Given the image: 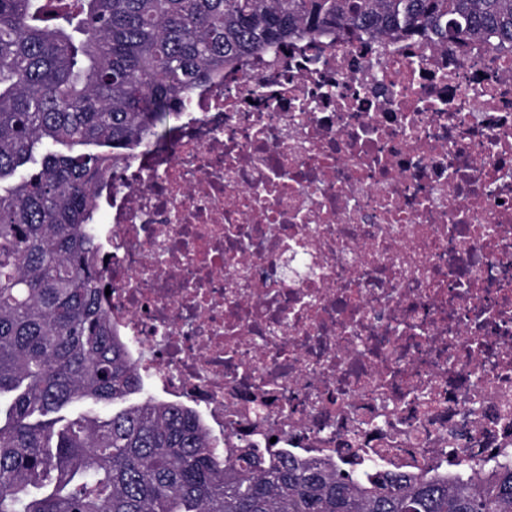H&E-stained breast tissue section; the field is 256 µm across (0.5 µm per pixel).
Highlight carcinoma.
Returning a JSON list of instances; mask_svg holds the SVG:
<instances>
[{
    "instance_id": "carcinoma-1",
    "label": "carcinoma",
    "mask_w": 512,
    "mask_h": 512,
    "mask_svg": "<svg viewBox=\"0 0 512 512\" xmlns=\"http://www.w3.org/2000/svg\"><path fill=\"white\" fill-rule=\"evenodd\" d=\"M512 48V0H0V512H512V455L448 475L224 458L141 394L101 297L93 189L215 72L295 39ZM91 401L94 416L60 418Z\"/></svg>"
}]
</instances>
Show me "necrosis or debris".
Masks as SVG:
<instances>
[{
    "instance_id": "4bbe7bcc",
    "label": "necrosis or debris",
    "mask_w": 512,
    "mask_h": 512,
    "mask_svg": "<svg viewBox=\"0 0 512 512\" xmlns=\"http://www.w3.org/2000/svg\"><path fill=\"white\" fill-rule=\"evenodd\" d=\"M97 218L114 330L225 455L512 452V50L340 32L246 59Z\"/></svg>"
}]
</instances>
